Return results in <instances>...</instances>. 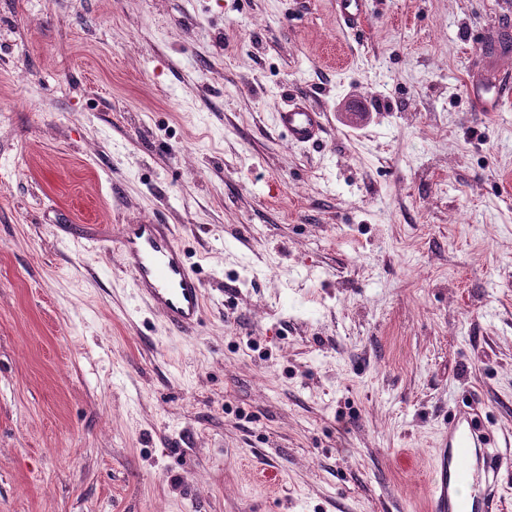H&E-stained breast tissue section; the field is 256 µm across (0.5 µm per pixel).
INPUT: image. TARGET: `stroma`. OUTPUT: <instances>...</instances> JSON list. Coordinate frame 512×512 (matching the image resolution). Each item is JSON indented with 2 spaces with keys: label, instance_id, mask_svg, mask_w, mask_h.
Returning a JSON list of instances; mask_svg holds the SVG:
<instances>
[{
  "label": "stroma",
  "instance_id": "35a3bbf8",
  "mask_svg": "<svg viewBox=\"0 0 512 512\" xmlns=\"http://www.w3.org/2000/svg\"><path fill=\"white\" fill-rule=\"evenodd\" d=\"M44 2L0 0V512H425L458 405L512 441V0ZM275 122L294 145L316 143L323 133V114L305 100H293L277 110ZM119 255L137 296L158 312L169 328L190 333L200 325L204 288L177 244L172 225H122Z\"/></svg>",
  "mask_w": 512,
  "mask_h": 512
}]
</instances>
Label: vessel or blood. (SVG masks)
Masks as SVG:
<instances>
[{
    "instance_id": "obj_1",
    "label": "vessel or blood",
    "mask_w": 512,
    "mask_h": 512,
    "mask_svg": "<svg viewBox=\"0 0 512 512\" xmlns=\"http://www.w3.org/2000/svg\"><path fill=\"white\" fill-rule=\"evenodd\" d=\"M275 122L295 145L316 143L323 114L304 100L277 110ZM122 265L138 297L158 312L173 330L189 333L201 323L205 295L201 280L188 265L168 224L123 225L119 241ZM444 448L435 466L428 512H492L499 494V459L495 441L466 408L448 421Z\"/></svg>"
}]
</instances>
